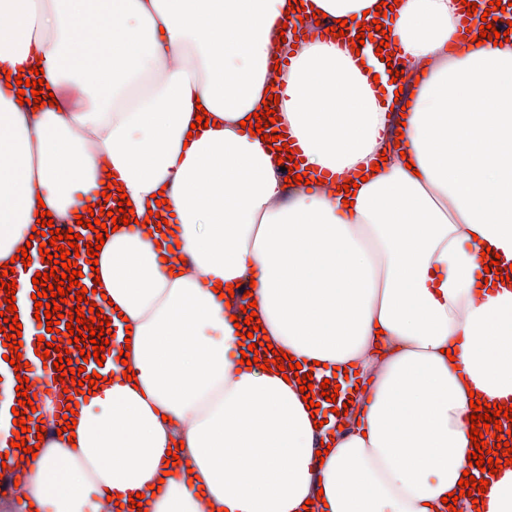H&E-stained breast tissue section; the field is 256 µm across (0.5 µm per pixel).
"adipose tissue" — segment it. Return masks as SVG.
I'll return each mask as SVG.
<instances>
[{
  "instance_id": "obj_1",
  "label": "adipose tissue",
  "mask_w": 512,
  "mask_h": 512,
  "mask_svg": "<svg viewBox=\"0 0 512 512\" xmlns=\"http://www.w3.org/2000/svg\"><path fill=\"white\" fill-rule=\"evenodd\" d=\"M288 0H0V69L42 66L60 103L22 111L0 92V265L42 211L75 219L107 176L136 216L98 252V294L131 327L130 357L79 400L0 512H512V464L478 499H442L477 475L471 394L512 401V48L462 40L460 0H400L388 20L424 68L402 129L372 47L280 39ZM287 64L271 73L272 52ZM279 96L281 121L326 188L284 187L242 128ZM205 109L210 124L195 127ZM357 183L355 196L337 181ZM195 274L173 275L169 246ZM254 278L274 349L368 390L336 430L297 378L244 369L237 306ZM132 369L135 381L123 376ZM179 462L166 464L169 448Z\"/></svg>"
}]
</instances>
